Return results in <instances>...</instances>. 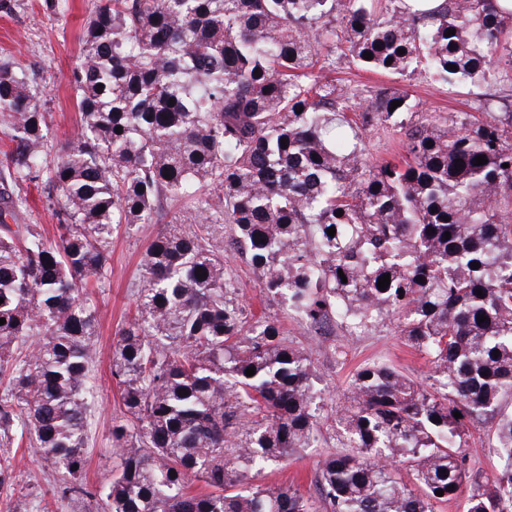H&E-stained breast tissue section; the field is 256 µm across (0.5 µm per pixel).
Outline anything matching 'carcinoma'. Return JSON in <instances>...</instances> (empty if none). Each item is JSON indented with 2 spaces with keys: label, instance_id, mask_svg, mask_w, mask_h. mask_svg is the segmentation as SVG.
<instances>
[{
  "label": "carcinoma",
  "instance_id": "obj_1",
  "mask_svg": "<svg viewBox=\"0 0 512 512\" xmlns=\"http://www.w3.org/2000/svg\"><path fill=\"white\" fill-rule=\"evenodd\" d=\"M337 57L512 85V0H93L73 70L82 121L51 162L42 90L0 63V180L15 187L0 191V493L9 449L25 446L62 474L61 498L101 512H435L458 497L466 512H512V100L442 125L406 92L338 90ZM379 126L404 136L403 161L367 162ZM28 183L58 218L53 238L9 224ZM181 201L204 231L173 214L150 240L111 364L121 468L90 487L87 284L106 276L116 226L155 224ZM214 225L310 324L334 317L359 336L392 320L430 363L425 382L386 363L355 372L316 501L248 476L314 446L317 368L312 347L245 319ZM481 426L494 429L490 474L467 451Z\"/></svg>",
  "mask_w": 512,
  "mask_h": 512
}]
</instances>
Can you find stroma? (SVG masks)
<instances>
[{"mask_svg":"<svg viewBox=\"0 0 512 512\" xmlns=\"http://www.w3.org/2000/svg\"><path fill=\"white\" fill-rule=\"evenodd\" d=\"M91 0H70V11L62 18L48 15L43 0H16L12 15L0 14V62L34 68L36 82L43 87L49 137L54 153L69 146L80 124L72 71L84 49V32ZM337 85L353 91L367 87L406 91L413 103L435 116L475 112L484 99L480 88H451L433 82L425 70L409 76L385 75L360 69L347 58L336 60L330 72ZM148 240L136 229L118 228L109 248V272L103 284L94 286L93 298L100 316L95 339L96 361L92 369L97 397L89 410L86 462L81 474L85 483L108 484L118 465L110 430L121 419L123 405L111 380L110 364L118 333L133 312L140 288L141 264ZM226 269L235 280L248 320L276 321L285 339L297 346H314L320 375L317 403L329 413L349 387L353 374L368 363L384 361L413 378L422 380L430 368L424 357L405 344L393 324L384 322L365 336L350 335L336 321L315 327L281 301L267 298L259 285V274L242 248L222 242ZM336 451V430L324 425L314 447L294 453L279 466L266 469L257 483H284L305 494L315 492L319 462ZM17 486L0 495V512H99L96 506L73 507L60 497L62 480L54 476L34 451L18 449L14 461Z\"/></svg>","mask_w":512,"mask_h":512,"instance_id":"35a3bbf8","label":"stroma"}]
</instances>
